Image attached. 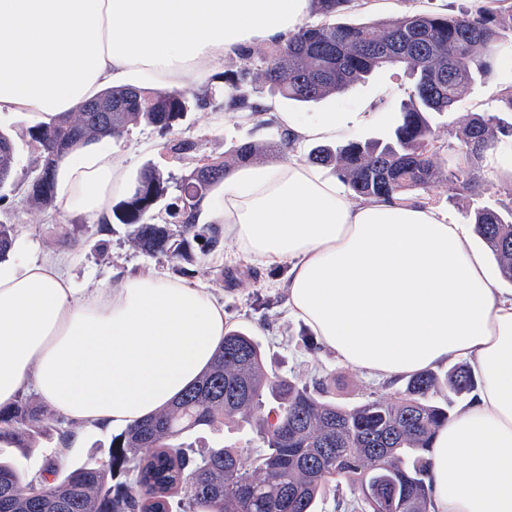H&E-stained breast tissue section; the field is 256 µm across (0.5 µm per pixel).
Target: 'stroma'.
Masks as SVG:
<instances>
[{
  "instance_id": "1",
  "label": "stroma",
  "mask_w": 512,
  "mask_h": 512,
  "mask_svg": "<svg viewBox=\"0 0 512 512\" xmlns=\"http://www.w3.org/2000/svg\"><path fill=\"white\" fill-rule=\"evenodd\" d=\"M481 3L482 0H359L358 6L351 8L346 17L354 21L370 18L393 21L408 13L470 9ZM412 83L403 68L392 67L314 104L300 106L281 100L278 94L261 83L256 86V95L277 102L285 112L297 111L306 115L349 113L347 139L384 140L399 120V106L407 99ZM505 88H512L511 49L505 52L487 80L474 84L461 96L453 111L429 114V123L438 140L447 142L451 134L475 114L497 111L498 99ZM214 114L211 108H190L175 129V137L193 139L199 143L202 154L221 157L241 143L260 146L276 136L275 129L246 122L239 113L225 112L220 123L216 122ZM123 141L130 177H137L149 164L172 176L173 181L165 195L169 201L178 194L177 179L190 174L197 164L196 157H182L161 149V136L147 126L130 127ZM480 174L488 179V187L470 192L443 179L427 190L416 192L414 198L452 211L462 220L475 207L512 203L511 174L495 171L485 162L480 165ZM5 220L18 224L14 249L24 258L68 253L71 257L70 275L81 288L101 286L116 269L130 275L154 272L174 279L179 276L176 263L162 256L148 257L136 251L128 240L127 226L117 221L112 222L107 234L92 230L81 234L77 242H69L64 240L63 231L75 227L76 219L55 209H32L20 194L12 195L7 204L0 206V221ZM193 268L191 281L206 283L223 301L228 326L250 331L261 344L270 372L295 376L306 382L315 377L330 378L332 398L347 404L380 394L388 396L404 385V378L388 383L347 366L324 349L305 324L289 316L283 289L288 277L287 266L263 268L242 262L230 266L211 254L196 257ZM112 436L109 429L80 427L74 441L65 448L56 432L51 430L37 438L33 448H10L6 454L31 477L41 473L49 459L60 455L72 465L105 457ZM183 441L188 447L199 450L222 446L250 448L255 444V436L249 427L229 422L215 430L201 429L185 434Z\"/></svg>"
}]
</instances>
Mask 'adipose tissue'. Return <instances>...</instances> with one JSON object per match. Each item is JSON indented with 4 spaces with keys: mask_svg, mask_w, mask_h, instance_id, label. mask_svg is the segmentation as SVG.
Masks as SVG:
<instances>
[{
    "mask_svg": "<svg viewBox=\"0 0 512 512\" xmlns=\"http://www.w3.org/2000/svg\"><path fill=\"white\" fill-rule=\"evenodd\" d=\"M311 0H0V115L47 123L106 88L150 79L198 88L251 44H286ZM290 139L285 160L240 166L203 198L235 258L288 267V312L353 368L394 379L455 358L480 380L430 451L434 512H512V294L489 276L473 225L425 203L364 198L299 151L330 141L342 112L264 105ZM127 155L105 136L56 175L54 205L97 224L125 194ZM68 257L0 262V406L26 390L85 427L136 424L210 365L224 305L199 284L119 275L83 292Z\"/></svg>",
    "mask_w": 512,
    "mask_h": 512,
    "instance_id": "1",
    "label": "adipose tissue"
}]
</instances>
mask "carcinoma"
<instances>
[{"instance_id":"1","label":"carcinoma","mask_w":512,"mask_h":512,"mask_svg":"<svg viewBox=\"0 0 512 512\" xmlns=\"http://www.w3.org/2000/svg\"><path fill=\"white\" fill-rule=\"evenodd\" d=\"M351 2L312 0L323 21L301 26L285 45L268 47L255 68L249 65L251 49H241L244 64L224 71L228 94L112 87L50 124L29 127L40 155L20 186L15 142L1 131L0 201L21 189L32 208L53 206L55 172L68 155L131 126H150L165 136L191 99L208 108L220 97L224 110L258 118L264 108L243 90L248 83L261 81L288 101L308 104L393 66L408 71L413 87L389 139L317 145L307 160L331 169L361 198L404 200L443 178L470 189L485 153L512 139V122L494 112L478 113L443 146L427 114L452 111L466 89L494 73L506 45H512V4L498 0L496 8L415 13L392 22L333 21ZM93 104L109 111H91ZM286 149L280 133L264 146L245 143L224 158L203 160L181 178L177 202L163 212L158 203L169 178L147 166L131 196L112 212L143 255L191 262L195 252L207 255L223 246L219 225L198 223L200 199L235 166ZM472 223L501 278L512 284V205L477 207ZM16 236L17 225L0 222V258ZM445 388L452 395L470 392V366L457 363L442 377L414 374L391 397L339 403L329 399L324 378L309 384L269 372L255 337L229 329L195 384L153 417L114 436L106 457L79 466L54 460L45 468L52 476L47 483L25 479L13 460L0 458V512H172L175 497L177 512H315L331 482L348 489L337 503L352 512H433L428 451L435 431L451 416L452 401L436 400ZM265 397L273 407L255 413ZM236 419L256 433L258 447L195 451L179 443L194 429ZM47 426L42 407L22 397L0 408V447L30 448ZM118 473L124 480L114 484Z\"/></svg>"}]
</instances>
